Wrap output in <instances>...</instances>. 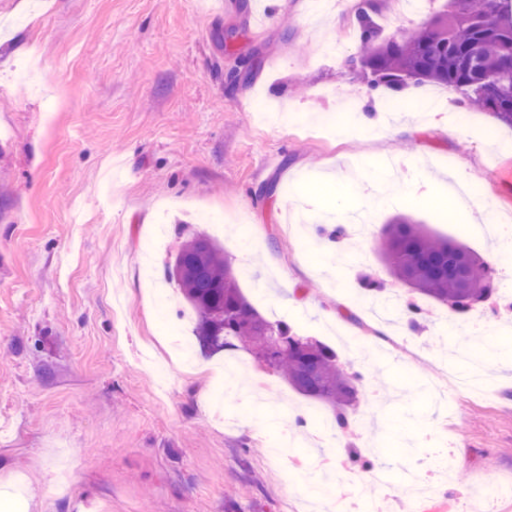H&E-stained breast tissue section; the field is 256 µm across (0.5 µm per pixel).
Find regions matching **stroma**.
Listing matches in <instances>:
<instances>
[{
    "instance_id": "obj_1",
    "label": "stroma",
    "mask_w": 512,
    "mask_h": 512,
    "mask_svg": "<svg viewBox=\"0 0 512 512\" xmlns=\"http://www.w3.org/2000/svg\"><path fill=\"white\" fill-rule=\"evenodd\" d=\"M357 45L347 0L326 15L311 0H0V512H328L368 493L346 464L325 499L310 469L272 456L288 419L267 409L321 402L226 349L239 391L216 416L214 351L187 367L161 335L150 290H172V315L186 309L165 269L185 238L208 234L200 212L223 221L217 242L262 316L378 384L359 392L341 439L383 449L390 487L417 512H471L478 472L512 482V368L488 371L486 395L449 396L443 414L429 390L436 366L465 368L458 348L512 357V310L472 339L425 322L417 357L403 325L376 332L360 288L368 276L391 301L438 310L375 248L398 217L511 283L512 240L405 188L327 251L313 228L357 209L358 186L336 180L308 198L346 162L373 178L385 156L421 157L429 189L468 178L490 221H512V128L454 101L408 111L404 92L371 91L348 68ZM369 95L400 116L380 132H324L325 114ZM443 445L454 492L408 490L405 470Z\"/></svg>"
}]
</instances>
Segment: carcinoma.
Segmentation results:
<instances>
[{"label": "carcinoma", "instance_id": "1", "mask_svg": "<svg viewBox=\"0 0 512 512\" xmlns=\"http://www.w3.org/2000/svg\"><path fill=\"white\" fill-rule=\"evenodd\" d=\"M377 14L376 0H363L360 51L349 59L373 89L438 85L512 126V0H447L443 14L398 39L384 34ZM377 246L400 280L452 310L474 307L494 291L488 265L409 218L384 225ZM167 276L199 317L201 346L222 336L224 346L248 350L295 391L329 407L336 429L348 426L362 374L342 369L329 346L260 315L242 293L223 247L204 235L191 237Z\"/></svg>", "mask_w": 512, "mask_h": 512}]
</instances>
